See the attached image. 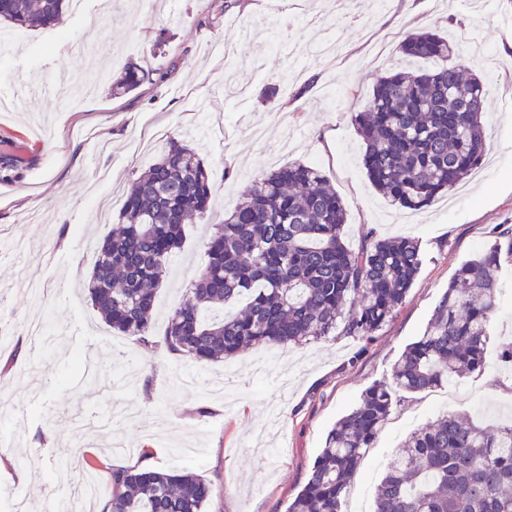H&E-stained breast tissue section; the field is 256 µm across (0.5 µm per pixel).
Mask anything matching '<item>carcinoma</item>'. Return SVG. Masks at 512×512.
Here are the masks:
<instances>
[{
    "instance_id": "carcinoma-1",
    "label": "carcinoma",
    "mask_w": 512,
    "mask_h": 512,
    "mask_svg": "<svg viewBox=\"0 0 512 512\" xmlns=\"http://www.w3.org/2000/svg\"><path fill=\"white\" fill-rule=\"evenodd\" d=\"M66 0H0V22H60ZM407 62L376 78L354 115L362 163L374 188L411 210L430 206L480 166L487 151L483 81L451 62L453 42L436 30L409 32ZM141 78L128 69L123 94ZM211 171L176 138L131 184L117 228L91 258L88 293L114 331L144 350L164 348L199 364L258 346H299L340 334L369 344L405 301L423 264L421 244L381 238L345 243L346 210L322 171L291 163L254 180L206 243V263L153 331L157 288L185 241L186 225L214 198ZM512 227L466 261L448 283L423 334L396 360L391 378L367 387L328 432L287 512H342L365 451L400 394H415L486 368L497 312L502 249ZM111 512H204L210 483L192 472L119 467L110 471ZM373 512H512V423L495 430L448 414L410 433L377 487Z\"/></svg>"
}]
</instances>
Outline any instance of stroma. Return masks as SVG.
Returning <instances> with one entry per match:
<instances>
[{
	"label": "stroma",
	"instance_id": "obj_1",
	"mask_svg": "<svg viewBox=\"0 0 512 512\" xmlns=\"http://www.w3.org/2000/svg\"><path fill=\"white\" fill-rule=\"evenodd\" d=\"M439 27L488 92L482 166L418 213L368 180L352 122L376 75L401 61L405 32ZM149 82L113 94L127 66ZM0 512H45L58 490L95 464L100 499L108 466L149 449L159 469L211 483L205 512H285L329 430L371 384L389 379L421 336L461 264L512 225V0H86L58 25L25 29L0 47ZM200 148L215 200L155 300L167 317L204 261L213 225L246 185L274 168L317 166L341 197L344 238L367 229L418 239L427 254L393 317L369 345L350 336L295 348L259 347L206 366L145 351L112 333L85 285L88 258L118 220L131 182L170 138ZM488 368L404 397L367 449L342 512H371L375 488L405 438L444 413L494 428L512 422V256L501 258ZM51 320L55 340L30 348L28 329ZM359 360H352L353 352Z\"/></svg>",
	"mask_w": 512,
	"mask_h": 512
}]
</instances>
